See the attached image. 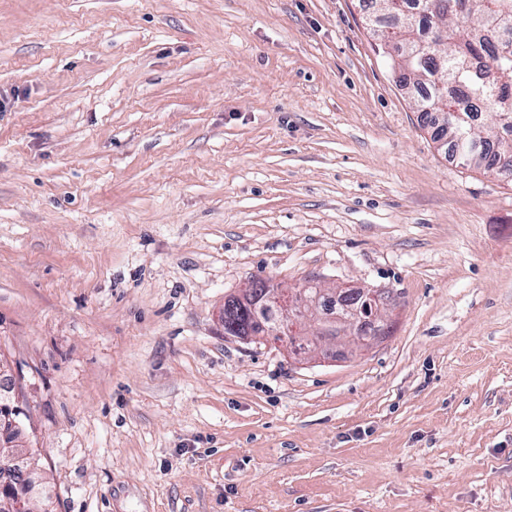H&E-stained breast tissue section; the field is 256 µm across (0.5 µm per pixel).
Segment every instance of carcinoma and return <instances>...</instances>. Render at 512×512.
Instances as JSON below:
<instances>
[{"instance_id":"carcinoma-1","label":"carcinoma","mask_w":512,"mask_h":512,"mask_svg":"<svg viewBox=\"0 0 512 512\" xmlns=\"http://www.w3.org/2000/svg\"><path fill=\"white\" fill-rule=\"evenodd\" d=\"M381 18L373 34L388 59L398 58L400 82L422 88L418 110L448 122L435 132L448 137L462 163L512 177V109L502 97L512 94V0H466L463 14H448V0H433L420 17L423 0H374ZM494 115L476 125L475 102ZM255 331L248 305L224 307V329Z\"/></svg>"}]
</instances>
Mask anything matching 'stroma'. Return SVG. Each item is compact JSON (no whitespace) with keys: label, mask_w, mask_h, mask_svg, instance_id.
I'll return each instance as SVG.
<instances>
[{"label":"stroma","mask_w":512,"mask_h":512,"mask_svg":"<svg viewBox=\"0 0 512 512\" xmlns=\"http://www.w3.org/2000/svg\"><path fill=\"white\" fill-rule=\"evenodd\" d=\"M364 0H0V359L54 512H512V181ZM367 345L224 333L253 277Z\"/></svg>","instance_id":"obj_1"}]
</instances>
